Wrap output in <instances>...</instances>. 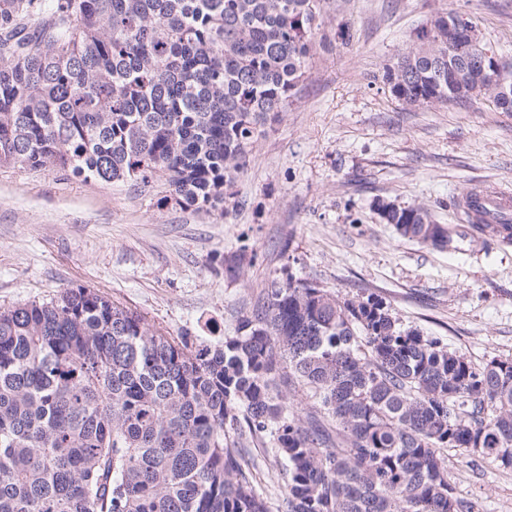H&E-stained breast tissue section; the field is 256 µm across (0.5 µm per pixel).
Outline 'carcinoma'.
I'll use <instances>...</instances> for the list:
<instances>
[{
    "mask_svg": "<svg viewBox=\"0 0 512 512\" xmlns=\"http://www.w3.org/2000/svg\"><path fill=\"white\" fill-rule=\"evenodd\" d=\"M320 2L0 0V162L163 177L176 202L222 211L257 126L305 74ZM452 19L476 28L432 17L383 74L388 92L512 112L476 67L480 41L448 50ZM457 207L512 244V222ZM378 210L402 237L447 245L426 207ZM250 442L281 466L278 504L255 486ZM448 449L512 467V359L477 367L378 300L274 278L220 346L84 287L0 308V512H475Z\"/></svg>",
    "mask_w": 512,
    "mask_h": 512,
    "instance_id": "1",
    "label": "carcinoma"
}]
</instances>
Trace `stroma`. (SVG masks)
I'll return each instance as SVG.
<instances>
[{
  "label": "stroma",
  "instance_id": "35a3bbf8",
  "mask_svg": "<svg viewBox=\"0 0 512 512\" xmlns=\"http://www.w3.org/2000/svg\"><path fill=\"white\" fill-rule=\"evenodd\" d=\"M446 12L512 61V0H326L323 43L285 111L258 126L229 214L169 202L161 178L109 185L0 163V307L87 287L167 335L217 344L289 272L382 301L474 365L512 359V246L484 244L452 205L478 186L512 190V112L482 99L415 109L382 83ZM381 200L425 205L451 246L400 237ZM448 475L479 512H512V469L452 450Z\"/></svg>",
  "mask_w": 512,
  "mask_h": 512
}]
</instances>
